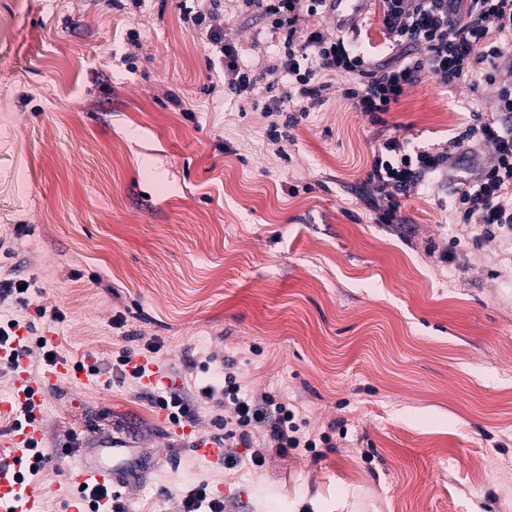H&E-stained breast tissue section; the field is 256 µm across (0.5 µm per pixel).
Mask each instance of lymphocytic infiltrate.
<instances>
[{
	"label": "lymphocytic infiltrate",
	"mask_w": 512,
	"mask_h": 512,
	"mask_svg": "<svg viewBox=\"0 0 512 512\" xmlns=\"http://www.w3.org/2000/svg\"><path fill=\"white\" fill-rule=\"evenodd\" d=\"M242 3L246 12L264 18L279 34L281 50L276 63L260 72L243 67L236 48L225 43L223 32L208 30L207 38L222 55L224 85L229 91L248 95L258 82H265L266 111L284 116L281 126L271 127V138L294 127L308 109L324 104L330 89L324 77L329 73L353 75L342 95L374 123L424 77L444 86H495L492 111L512 112V80L500 77L501 61L512 55V0H383L384 35L396 55L381 64L370 62L357 41L331 38L322 29L300 26L302 15L329 9L328 0ZM411 46L417 47L416 55L408 54ZM282 73L292 80V88L279 85L277 77ZM450 145V150L430 152L408 148L394 138L379 144L367 174L368 184L380 199L374 208L376 223H400L399 195L423 178L447 175L451 149L486 146L492 149L494 162L465 178L457 216L460 223L476 228L484 237L512 227V128L481 119L454 136ZM224 396L236 424L225 432V439L264 424L278 449L299 447L294 412L287 404L271 397L259 402L246 399L234 385L225 387Z\"/></svg>",
	"instance_id": "f902f5d3"
}]
</instances>
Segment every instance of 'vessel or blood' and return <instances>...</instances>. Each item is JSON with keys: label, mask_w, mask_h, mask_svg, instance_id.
Segmentation results:
<instances>
[{"label": "vessel or blood", "mask_w": 512, "mask_h": 512, "mask_svg": "<svg viewBox=\"0 0 512 512\" xmlns=\"http://www.w3.org/2000/svg\"><path fill=\"white\" fill-rule=\"evenodd\" d=\"M25 332H18L14 342L9 347L0 348V361L12 362L16 375V384L9 398L0 400V417L12 416L17 404L38 400L44 388L55 385L65 379L77 384L82 380L81 372L74 370L68 359H58L47 368L39 383H31L28 379L26 359H14L13 353L19 345L27 343ZM39 435L37 425H28L13 430L9 437L8 448H0V503L19 502L22 512H43V491L35 484L27 486L16 482L15 475L18 465L15 461L21 450L26 449ZM193 453L200 459L213 462L224 455L223 448L212 437L201 433L194 434L190 439ZM122 454L117 445L104 446L101 458L89 460L83 457L72 459L67 466V473L77 475L79 484L109 487L120 483L124 471L117 465L116 459Z\"/></svg>", "instance_id": "1"}]
</instances>
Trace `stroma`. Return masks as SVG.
<instances>
[{
  "label": "stroma",
  "mask_w": 512,
  "mask_h": 512,
  "mask_svg": "<svg viewBox=\"0 0 512 512\" xmlns=\"http://www.w3.org/2000/svg\"><path fill=\"white\" fill-rule=\"evenodd\" d=\"M200 8L201 27L177 0H0V286L27 280L35 302L0 301V322L74 362L147 358L206 435L232 415L233 375L317 447L278 450L259 427L234 461L203 462L142 380H63L36 413L46 512L77 489L65 450L112 439L143 466L118 488L130 512H180L202 482L224 512H512V232L477 242L455 213L457 176L493 153L453 151L454 178L411 187L398 224L375 223L366 184L380 142L447 149L494 87L425 77L374 124L338 77L275 143L265 90L226 93L206 36L261 68L279 51L267 21ZM382 8L348 32L379 63Z\"/></svg>",
  "instance_id": "stroma-1"
}]
</instances>
